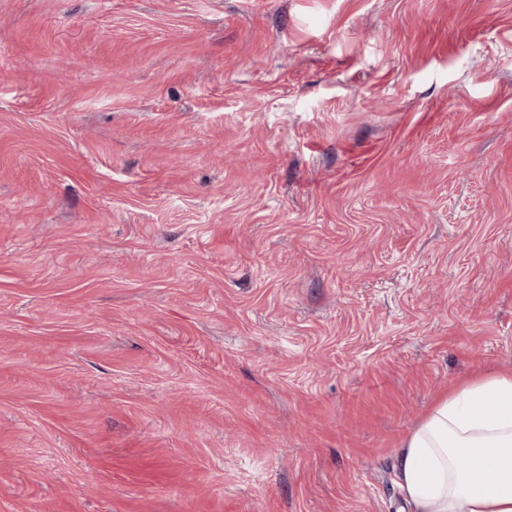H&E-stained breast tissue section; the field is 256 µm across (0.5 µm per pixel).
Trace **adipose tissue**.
I'll return each mask as SVG.
<instances>
[{
  "label": "adipose tissue",
  "instance_id": "adipose-tissue-1",
  "mask_svg": "<svg viewBox=\"0 0 512 512\" xmlns=\"http://www.w3.org/2000/svg\"><path fill=\"white\" fill-rule=\"evenodd\" d=\"M397 476L408 512H512V370L436 401L402 439Z\"/></svg>",
  "mask_w": 512,
  "mask_h": 512
}]
</instances>
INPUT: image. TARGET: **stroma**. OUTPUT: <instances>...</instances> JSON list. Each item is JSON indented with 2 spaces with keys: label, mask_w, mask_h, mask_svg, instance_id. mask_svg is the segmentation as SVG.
Instances as JSON below:
<instances>
[{
  "label": "stroma",
  "mask_w": 512,
  "mask_h": 512,
  "mask_svg": "<svg viewBox=\"0 0 512 512\" xmlns=\"http://www.w3.org/2000/svg\"><path fill=\"white\" fill-rule=\"evenodd\" d=\"M512 368V0H0V512H402Z\"/></svg>",
  "instance_id": "obj_1"
}]
</instances>
